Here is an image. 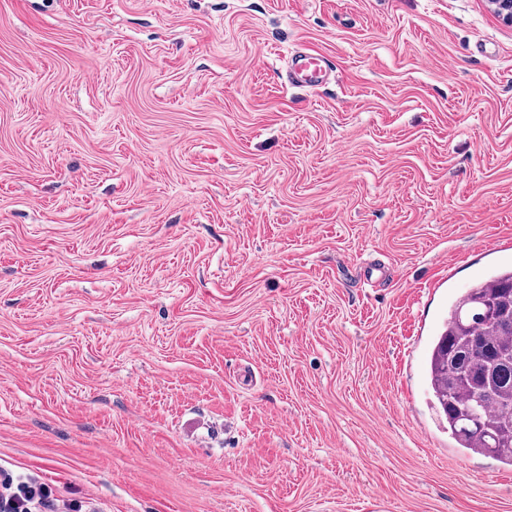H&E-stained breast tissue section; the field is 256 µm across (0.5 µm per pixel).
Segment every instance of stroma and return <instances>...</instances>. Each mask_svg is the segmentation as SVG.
I'll return each instance as SVG.
<instances>
[{
	"instance_id": "1",
	"label": "stroma",
	"mask_w": 512,
	"mask_h": 512,
	"mask_svg": "<svg viewBox=\"0 0 512 512\" xmlns=\"http://www.w3.org/2000/svg\"><path fill=\"white\" fill-rule=\"evenodd\" d=\"M332 62L288 84L295 51ZM512 266L489 0H0V474L77 512H512L426 361Z\"/></svg>"
}]
</instances>
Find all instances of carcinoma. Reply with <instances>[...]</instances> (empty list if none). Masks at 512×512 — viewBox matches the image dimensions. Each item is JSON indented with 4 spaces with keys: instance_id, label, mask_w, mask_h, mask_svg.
Segmentation results:
<instances>
[{
    "instance_id": "1",
    "label": "carcinoma",
    "mask_w": 512,
    "mask_h": 512,
    "mask_svg": "<svg viewBox=\"0 0 512 512\" xmlns=\"http://www.w3.org/2000/svg\"><path fill=\"white\" fill-rule=\"evenodd\" d=\"M427 380L456 446L512 467V268L452 302Z\"/></svg>"
}]
</instances>
